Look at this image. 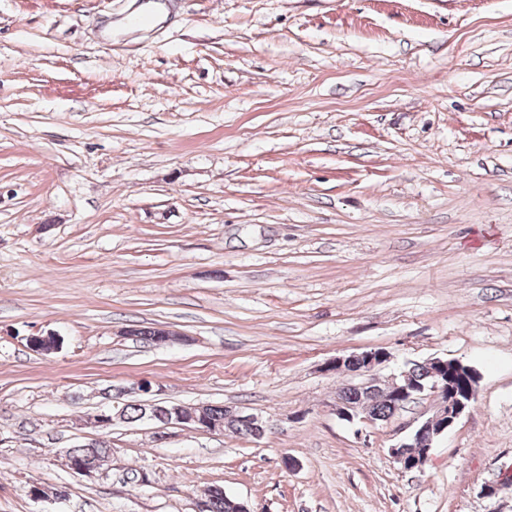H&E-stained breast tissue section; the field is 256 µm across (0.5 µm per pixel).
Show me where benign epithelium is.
<instances>
[{"label": "benign epithelium", "instance_id": "1", "mask_svg": "<svg viewBox=\"0 0 512 512\" xmlns=\"http://www.w3.org/2000/svg\"><path fill=\"white\" fill-rule=\"evenodd\" d=\"M28 342L39 352H51L58 348V339L53 335L30 336ZM389 359L390 355L386 350L370 348L332 359L323 366V372L341 373L358 379V382L351 384V388L356 390L359 399H370L376 395L395 399L398 401L399 412L416 400L432 399L433 410L423 416L405 439L389 448L390 457L401 469H420L428 461L436 440L452 429L471 408L481 375L474 367L464 366L459 359L435 358L430 360L435 365L434 378L426 386L415 387L408 382L407 372L404 370L383 381L376 376L378 367ZM209 407L208 403L173 404L167 409L164 423L194 431L222 434L224 425L228 422H247L254 429L256 438L263 437L267 431L266 422L254 413L226 406L224 420L221 421L210 418ZM335 411L338 417L349 422L356 419L375 422L368 413V408L359 404H347L339 399L336 401ZM116 419H125L124 409L118 408L112 413L101 411L89 414L86 416V424L93 428H105ZM64 465L85 476H93L100 471V467L93 462L75 460L69 451L64 455Z\"/></svg>", "mask_w": 512, "mask_h": 512}]
</instances>
